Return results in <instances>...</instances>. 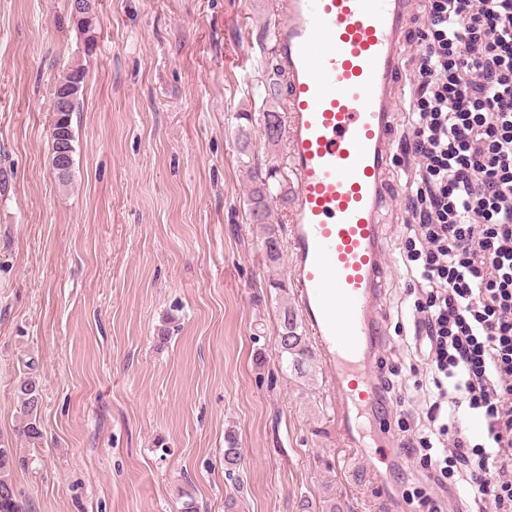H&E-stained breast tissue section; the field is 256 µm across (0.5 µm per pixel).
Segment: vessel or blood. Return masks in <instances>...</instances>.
Segmentation results:
<instances>
[{
	"label": "vessel or blood",
	"mask_w": 512,
	"mask_h": 512,
	"mask_svg": "<svg viewBox=\"0 0 512 512\" xmlns=\"http://www.w3.org/2000/svg\"><path fill=\"white\" fill-rule=\"evenodd\" d=\"M409 8L410 0H275L269 29L288 80L289 278L332 372L336 432L357 453L355 415L380 399L378 373L353 365L381 333L379 209Z\"/></svg>",
	"instance_id": "obj_1"
}]
</instances>
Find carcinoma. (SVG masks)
Masks as SVG:
<instances>
[{"mask_svg": "<svg viewBox=\"0 0 512 512\" xmlns=\"http://www.w3.org/2000/svg\"><path fill=\"white\" fill-rule=\"evenodd\" d=\"M86 72L81 63L73 66L64 76L56 79L53 88V100L59 107L58 115L61 116L62 128H71L72 107L66 99V91L74 84H84ZM277 115L275 107L270 106L259 114L258 126L267 144L271 147L278 146L283 129L271 127V118ZM249 189L247 192L248 220L257 226L262 233V249L266 250V256L270 263L275 264L281 258L280 227L274 223L271 202L273 199L271 181L280 174L279 169L273 166H264L258 162L248 165ZM279 331L280 353L290 359L291 366L299 374L306 372V367L314 359V354L309 346L307 337L300 331V324L293 311L283 309ZM21 394L20 410L22 421L19 430L30 442L36 443L42 438L37 427V412L41 399L38 383L28 378L19 388ZM226 448H224V469L236 471L241 464V454L237 448L235 435L229 433L225 436ZM26 464V457L19 456L11 448H0V512H30V508L19 502L14 485L8 478V472L15 466Z\"/></svg>", "mask_w": 512, "mask_h": 512, "instance_id": "obj_1", "label": "carcinoma"}]
</instances>
